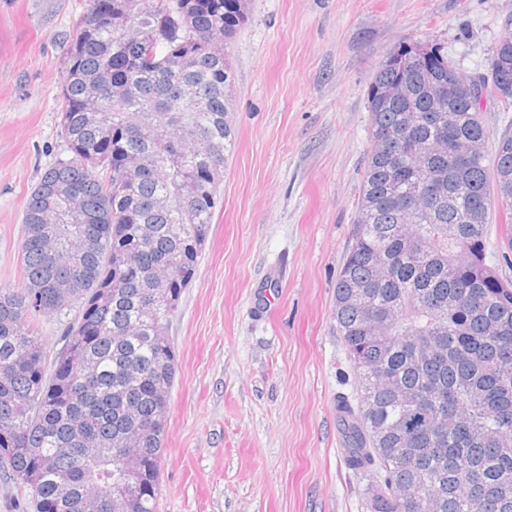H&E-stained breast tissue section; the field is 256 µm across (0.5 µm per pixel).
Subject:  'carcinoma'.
<instances>
[{"label": "carcinoma", "instance_id": "cac0c4a2", "mask_svg": "<svg viewBox=\"0 0 512 512\" xmlns=\"http://www.w3.org/2000/svg\"><path fill=\"white\" fill-rule=\"evenodd\" d=\"M86 2L64 61L70 157L27 196L23 282L0 288V468L33 512H156L177 371L158 323L197 276L214 171L235 143L232 67L207 42L236 36L247 0ZM504 40L498 82L470 96L436 97L454 63L421 43L392 51L368 87L371 148L334 315L360 387L355 404L339 397L346 461L383 473L373 512H422L405 486L433 492L440 512H512V280L487 259L494 205L512 248V136L488 157L483 115L486 99L512 107L511 31ZM90 85L102 87L91 109ZM423 183L425 206H402ZM68 197L73 218L50 216ZM182 202L197 223H179ZM160 264L169 306L152 296ZM74 307L49 369L35 320ZM132 446L142 466L122 494L112 484Z\"/></svg>", "mask_w": 512, "mask_h": 512}]
</instances>
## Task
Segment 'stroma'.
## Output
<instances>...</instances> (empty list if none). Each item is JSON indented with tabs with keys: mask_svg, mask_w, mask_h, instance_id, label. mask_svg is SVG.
<instances>
[{
	"mask_svg": "<svg viewBox=\"0 0 512 512\" xmlns=\"http://www.w3.org/2000/svg\"><path fill=\"white\" fill-rule=\"evenodd\" d=\"M85 0H0V287H19L24 201L67 157L62 63ZM512 0H249L227 44L235 145L197 276L168 326L157 512H371L339 395L334 318L370 149L367 88L399 46L486 72Z\"/></svg>",
	"mask_w": 512,
	"mask_h": 512,
	"instance_id": "stroma-1",
	"label": "stroma"
}]
</instances>
